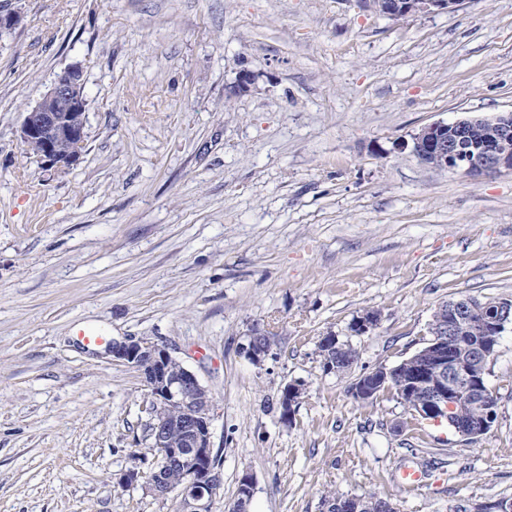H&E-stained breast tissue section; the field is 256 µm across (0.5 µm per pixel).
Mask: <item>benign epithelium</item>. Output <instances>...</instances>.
Returning <instances> with one entry per match:
<instances>
[{
    "mask_svg": "<svg viewBox=\"0 0 512 512\" xmlns=\"http://www.w3.org/2000/svg\"><path fill=\"white\" fill-rule=\"evenodd\" d=\"M463 0H386L383 14L401 19L432 9L454 11ZM87 96L83 69L72 66L60 75L42 99L28 112L19 130L20 143L27 154L46 166L62 167L76 162L86 138ZM481 125L480 142L469 141V129ZM401 149L427 167L461 170L466 173L512 171V119L463 118L452 123H433L421 128L412 143ZM468 299L439 306L430 324V345L405 359L411 371L404 376L400 393L405 398L422 392L424 398L411 404L415 416L440 421L459 405L482 408L477 419L465 424V436L486 435L496 420V399L486 383L487 364L493 357L499 336L512 324V307L503 301H487L477 319L466 316ZM339 339L328 334L321 339L323 365L328 373L338 369ZM272 339L254 331L243 347L248 359L258 365L269 355ZM105 352L113 359L142 372L152 407L147 422L152 436L168 462L186 470L190 480L173 489L163 471L132 473V483L164 497L177 492L180 512H211L212 501L222 485L221 472L214 462L211 430L213 398L196 374L171 355L168 348L140 339L112 340ZM391 371L381 367L377 375L360 379L353 392L360 400L379 394ZM282 414L287 420L302 394L301 385L283 389ZM342 512H392L382 500L369 507L350 498L338 505Z\"/></svg>",
    "mask_w": 512,
    "mask_h": 512,
    "instance_id": "obj_1",
    "label": "benign epithelium"
}]
</instances>
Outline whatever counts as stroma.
Returning a JSON list of instances; mask_svg holds the SVG:
<instances>
[{
	"label": "stroma",
	"mask_w": 512,
	"mask_h": 512,
	"mask_svg": "<svg viewBox=\"0 0 512 512\" xmlns=\"http://www.w3.org/2000/svg\"><path fill=\"white\" fill-rule=\"evenodd\" d=\"M0 512H177L117 486L144 447L140 372L78 333L168 345L212 397L227 512L512 503V325L480 438L355 379L421 348L441 304L512 301V171L437 173L402 141L512 113V0L392 19L358 0H0ZM86 139L45 169L19 130L67 68ZM254 80L238 90L241 71ZM377 326L358 336L365 312ZM274 338L263 365L243 347ZM351 344L325 372L323 336ZM304 390L290 421L284 387ZM423 486L405 491V470ZM350 498V499H348ZM355 498V499H353ZM346 500L343 503H340L338 505V508L342 511L339 512H364V511H371V512H391L393 510L392 506L389 502L386 500H381L378 503H373V505L369 506V508H366V506L361 503L359 500L371 503L373 501H378L381 498H378L375 495H368V496H348V494L339 493L336 491H329L327 494L324 495V497L321 499V507L322 509L325 508V512H329L328 508L325 507V505L331 501L339 503L342 500ZM358 499V500H357ZM394 512V511H392Z\"/></svg>",
	"instance_id": "35a3bbf8"
}]
</instances>
